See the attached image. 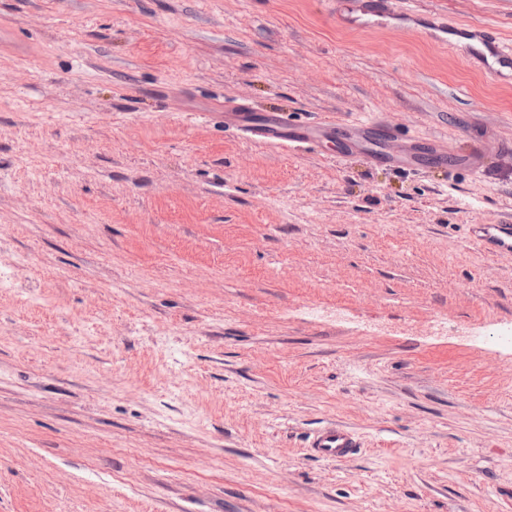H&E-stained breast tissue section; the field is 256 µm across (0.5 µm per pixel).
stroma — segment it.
I'll list each match as a JSON object with an SVG mask.
<instances>
[{
	"label": "stroma",
	"instance_id": "1",
	"mask_svg": "<svg viewBox=\"0 0 512 512\" xmlns=\"http://www.w3.org/2000/svg\"><path fill=\"white\" fill-rule=\"evenodd\" d=\"M413 5L512 47V0ZM509 222L512 79L414 22L0 0V512H512ZM248 131L254 140L283 147L290 141L303 139L299 135H288V125L280 117L274 124H252ZM475 241L489 253H512V224H480ZM309 448L323 459L340 461L355 454L359 443L346 427L330 423L315 432Z\"/></svg>",
	"mask_w": 512,
	"mask_h": 512
}]
</instances>
